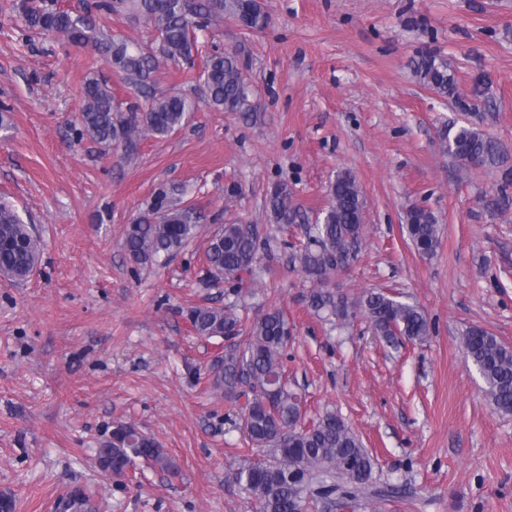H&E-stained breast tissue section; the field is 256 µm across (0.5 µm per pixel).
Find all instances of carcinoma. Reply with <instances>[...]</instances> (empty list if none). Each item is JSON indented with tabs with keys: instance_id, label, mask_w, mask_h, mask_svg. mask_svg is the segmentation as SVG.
Instances as JSON below:
<instances>
[{
	"instance_id": "cac0c4a2",
	"label": "carcinoma",
	"mask_w": 512,
	"mask_h": 512,
	"mask_svg": "<svg viewBox=\"0 0 512 512\" xmlns=\"http://www.w3.org/2000/svg\"><path fill=\"white\" fill-rule=\"evenodd\" d=\"M99 11L120 9L140 16L156 32L148 48L96 27L84 13H74L52 3L36 4L24 12L30 30L54 32L75 47H94L121 75L124 83L147 101L123 107L116 103L107 83L90 77L81 89L82 108L78 135H87L106 148L122 145L132 153L141 138L166 136L180 128L197 104L183 95L150 94L151 74L163 62L194 67L199 47L195 31L225 17L248 30L268 26L269 17L258 0H99ZM415 74L437 96L454 99L456 108L469 112L487 100L474 88L466 101L456 95L455 71L445 56L421 55ZM207 104L221 112H256L244 66L235 53L209 55L200 74ZM445 152L467 169L502 172L496 209L512 206L507 190L512 168L500 141L469 123H454L440 135ZM176 189H161L133 222L127 225L121 246L138 265L168 261L182 252L198 234V217L175 197ZM328 205L314 223L294 202L288 185H274L266 206L277 224H301L305 242L290 245L311 283L309 306L326 312L344 326L361 315L374 334L392 346L408 341L422 343L430 335V322L416 305L403 302L385 289L363 292L355 301L332 288L334 276L357 259L365 232L363 191L352 173L339 172L328 189ZM406 229L415 250L432 257L441 244V227L434 213L414 205L406 213ZM270 243L256 224H223L211 235L205 253L208 283L229 284L225 294H235L243 276H254L260 250ZM41 240L8 201L0 202V272L24 279L34 270ZM196 335L228 341L224 354L209 366L208 380L215 391L238 403L236 426L250 448H260L266 459L251 461L232 473L257 504V512H307L311 507L332 508L348 504L370 505L394 498L401 486L373 482L374 462L360 437L347 422L326 412L309 424L301 422L302 397L288 385L285 352L291 330L284 313L269 309L251 321L242 319L232 305L197 307L191 311ZM465 363L472 365L486 385L491 409L512 414V347L497 336L471 326L461 334ZM135 458L152 461L169 470L173 463L159 445L135 428L118 424L110 439L97 450L103 471L121 473ZM89 496L76 487L68 495L69 509L84 512Z\"/></svg>"
}]
</instances>
